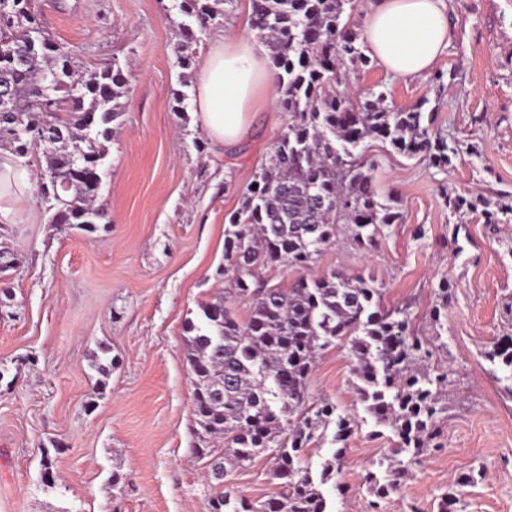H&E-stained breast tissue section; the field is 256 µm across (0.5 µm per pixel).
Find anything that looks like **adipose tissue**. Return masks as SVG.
<instances>
[{
	"label": "adipose tissue",
	"mask_w": 512,
	"mask_h": 512,
	"mask_svg": "<svg viewBox=\"0 0 512 512\" xmlns=\"http://www.w3.org/2000/svg\"><path fill=\"white\" fill-rule=\"evenodd\" d=\"M364 40L367 54L386 72L412 78L425 73L448 46L446 0H370ZM274 76L256 35L224 31L213 36L197 75L194 107L216 144L229 147L248 133V117L271 104ZM30 174L10 154L0 155V224L23 211Z\"/></svg>",
	"instance_id": "ef3b65f1"
}]
</instances>
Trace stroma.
I'll return each mask as SVG.
<instances>
[{"label": "stroma", "instance_id": "1", "mask_svg": "<svg viewBox=\"0 0 512 512\" xmlns=\"http://www.w3.org/2000/svg\"><path fill=\"white\" fill-rule=\"evenodd\" d=\"M181 2L33 0L49 38L81 68L121 67L128 92L105 145V219L91 231L52 223L36 187L46 163L35 154L22 160L33 182L25 210L0 226V248L14 262L0 276V512H206L182 325L221 288L227 218L288 117L255 113L250 136L230 150L211 141L193 107L199 62L227 22L248 18L251 2L234 0L228 16L196 29L187 68L176 54L189 21ZM447 2L448 47L428 72L399 78L372 62L341 67L340 76L352 93L386 91L399 110L427 102L430 137H444L456 154L440 169L366 141L375 187L403 219L369 248L339 238L311 273L372 278L385 308L408 309L439 343L431 365L447 372L449 386L438 446L414 460L400 454L407 472L383 512H441L469 471L477 481L454 512H512V380L484 355L512 335V214L488 224L481 212L455 214L446 203L456 195L480 196L493 209L512 201V0ZM459 224L468 238L455 239ZM445 281L451 298L436 323L430 310ZM356 383L341 342L323 352L309 381L312 396L358 420L333 512H373L365 475L396 446L364 412ZM224 490L260 505L279 487L258 459L229 468Z\"/></svg>", "mask_w": 512, "mask_h": 512}]
</instances>
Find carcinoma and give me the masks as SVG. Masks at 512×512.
Returning <instances> with one entry per match:
<instances>
[{"mask_svg": "<svg viewBox=\"0 0 512 512\" xmlns=\"http://www.w3.org/2000/svg\"><path fill=\"white\" fill-rule=\"evenodd\" d=\"M224 0H183L182 11L200 27L223 15ZM351 0H251V29L265 42L275 75L276 105L288 114L286 131L274 143L259 175L241 193L240 206L224 228V266L216 274L224 288L199 305L200 320L184 326L186 361L193 375L194 452L208 458V512H332L322 487L340 488L347 441L356 421L337 412L327 398L309 393L321 353L333 341L349 345L360 401L378 424L399 439L400 452L418 457L435 447L438 405L447 396L448 373L425 364L428 339L411 324L407 310L382 307L374 280L334 271L300 276L290 286L271 283V267L311 269L336 244L339 225L360 246L372 245L383 227L402 214L382 200L372 165L357 149L368 139L389 144L435 167L450 162L455 149L431 138L423 106L398 110L383 90L355 96L341 88L338 66L366 65L363 33L346 15ZM57 76L51 90L45 78ZM13 89V129L0 122V150L26 157L41 150L43 174L59 186L49 209L85 225L104 211L90 205L101 184L102 142L112 137L127 77L105 65L79 70L72 58L43 35L30 0H10L0 13V85ZM59 128L63 137L44 144L32 129ZM482 214L498 224L512 206L485 209L483 199H448L455 213ZM448 283L430 311L438 322L448 310ZM244 303L241 321L233 306ZM485 357L512 372V336L494 342ZM333 449L320 470L310 450ZM264 457L281 494L261 506L231 498L217 476L223 465ZM369 493L387 498L394 481L368 473Z\"/></svg>", "mask_w": 512, "mask_h": 512, "instance_id": "obj_1", "label": "carcinoma"}]
</instances>
